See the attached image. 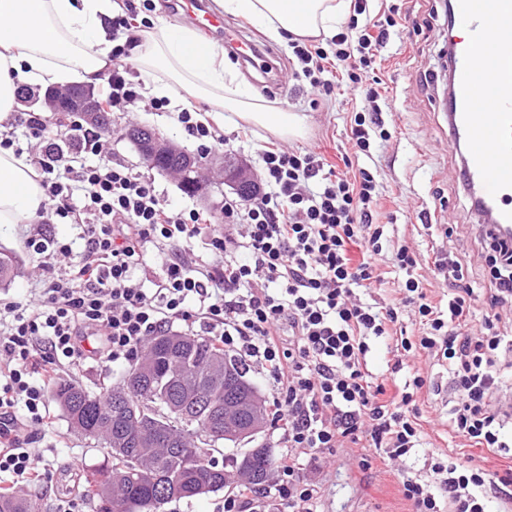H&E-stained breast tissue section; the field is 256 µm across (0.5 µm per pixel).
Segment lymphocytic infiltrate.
Wrapping results in <instances>:
<instances>
[{
    "label": "lymphocytic infiltrate",
    "mask_w": 512,
    "mask_h": 512,
    "mask_svg": "<svg viewBox=\"0 0 512 512\" xmlns=\"http://www.w3.org/2000/svg\"><path fill=\"white\" fill-rule=\"evenodd\" d=\"M393 17L365 24L355 34L338 33L329 47L293 42L311 87L332 96L325 65L336 61L354 91L377 100L365 84L369 67ZM112 66L100 92L106 111H124L141 94L125 60L139 38L128 17L112 20ZM24 127L39 142L31 162L46 199L40 223L79 225L83 246L35 234L27 246L50 277L37 296L0 301V474L30 485L43 476L22 435L51 419L48 391L73 364L96 357L103 364H131L151 336L173 327L202 335L253 358L273 379L267 402L285 448L278 481L268 494L290 512H321V487L300 470L305 458L344 443L363 444L384 461L397 462L422 447L424 430L414 393L425 379L388 392L386 374L368 363L370 338L394 339L393 361L420 351L448 366L453 400L448 429L492 452H510L505 428L512 422V336L500 325L512 305V241L481 237L488 286L476 294L461 261L437 265L448 279V303L432 302L429 283L418 275L420 260L407 247L393 251L404 272L400 296L391 304L362 302L359 290L379 283L383 225L374 223L381 197L374 175L328 164L313 150L264 147L258 153L262 189L251 202L229 201L224 223L206 222L197 210L171 207L153 182L113 160L106 137L88 122L58 144L50 116L24 112L0 127V149L17 147ZM355 153L369 154L373 139L388 140L378 110L358 111L350 124ZM203 241L209 259L199 263L192 247ZM154 255L162 274L145 287L138 271ZM70 261L55 274L58 258ZM483 305L478 328L468 325L474 302ZM422 326L419 335L398 331L403 311ZM389 371V372H390ZM425 478H407L402 493L416 512H512V469L497 473L478 463L427 456Z\"/></svg>",
    "instance_id": "obj_1"
}]
</instances>
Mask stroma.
<instances>
[{
	"instance_id": "stroma-1",
	"label": "stroma",
	"mask_w": 512,
	"mask_h": 512,
	"mask_svg": "<svg viewBox=\"0 0 512 512\" xmlns=\"http://www.w3.org/2000/svg\"><path fill=\"white\" fill-rule=\"evenodd\" d=\"M386 13L400 21L399 32L391 34L379 57L374 74L381 84L378 104L392 137L377 144L370 156H359V166L376 176L382 197L374 220L385 227L392 244H404L420 252L432 262L450 254L467 256L468 281L472 287L483 285V268L478 258L480 231L478 216L470 192L462 176V160L448 144V114L442 105V53L448 46V18L442 0H367V15ZM224 25L237 29L255 40L268 52L279 68L278 82L262 86L253 84L257 99L271 108H286L307 115L309 130L299 139L287 141V148L297 150L316 147L330 161H339L349 154L350 118L353 112L368 108L369 103L347 87L325 97L301 78V65L288 42L270 38L246 20L225 18ZM172 111L157 112L149 101L142 100L128 111L112 115L113 158L124 161L153 181L161 198L177 208H194L217 217L225 200L230 199L228 187H216L217 172L206 169L212 182L211 191L200 196L184 192L172 176L145 166L125 132L131 125L156 126L166 131L185 152L196 154L197 144L177 120L180 107L201 111L217 125L225 137L235 142L233 154L255 164L257 146L272 142V135L246 124L226 112L211 111L208 104L191 97L172 98ZM244 142H237L236 134ZM453 224L457 233L445 238L442 225ZM33 233L29 224H14L0 229V250L15 254L20 270L0 285V298L26 301L43 285L37 260L28 251L26 241ZM424 372L427 383L416 396L426 440L440 453L460 462L485 459L492 470L512 466L510 456H489L484 449L464 446L448 435V403L453 398L445 363L427 354L406 360L396 373L397 383L411 380L415 372ZM126 366L103 365L95 360L69 369L65 379L81 384L91 392L120 382ZM48 426H30L25 435L27 448L39 455L45 469L41 483L22 488L21 493L36 499L41 512H97L94 503L71 491L74 469L69 462L79 459L82 469L105 465L101 449L89 446L75 434L58 406H51ZM367 459V468H360V459ZM426 460L423 452L412 453L397 465L388 467L378 455H365L359 448H340L327 456L321 468L305 466L304 475L318 481L322 488L324 512H413L410 501L401 493L404 478L423 476Z\"/></svg>"
}]
</instances>
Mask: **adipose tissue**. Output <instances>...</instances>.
Returning a JSON list of instances; mask_svg holds the SVG:
<instances>
[{
	"label": "adipose tissue",
	"instance_id": "1",
	"mask_svg": "<svg viewBox=\"0 0 512 512\" xmlns=\"http://www.w3.org/2000/svg\"><path fill=\"white\" fill-rule=\"evenodd\" d=\"M225 15L248 20L271 38H317L346 18L347 0H214ZM112 0H0V120L13 112L18 84H96L112 53ZM132 62L163 97L177 90L272 135L305 136L298 112L270 110L224 61L223 49L188 27L159 21L142 31ZM46 199L32 168L0 150V226L28 224Z\"/></svg>",
	"mask_w": 512,
	"mask_h": 512
}]
</instances>
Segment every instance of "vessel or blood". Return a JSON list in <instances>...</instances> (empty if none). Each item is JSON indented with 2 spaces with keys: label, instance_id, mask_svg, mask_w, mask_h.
<instances>
[{
  "label": "vessel or blood",
  "instance_id": "1",
  "mask_svg": "<svg viewBox=\"0 0 512 512\" xmlns=\"http://www.w3.org/2000/svg\"><path fill=\"white\" fill-rule=\"evenodd\" d=\"M453 25L462 31L448 60L453 108L449 141H462L464 174L473 178L484 203L502 226L512 227V0H452ZM181 13L198 16L204 33L223 32L237 53L261 66L253 41L225 31L223 16L200 0H178Z\"/></svg>",
  "mask_w": 512,
  "mask_h": 512
}]
</instances>
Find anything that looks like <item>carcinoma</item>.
<instances>
[{"label":"carcinoma","instance_id":"cac0c4a2","mask_svg":"<svg viewBox=\"0 0 512 512\" xmlns=\"http://www.w3.org/2000/svg\"><path fill=\"white\" fill-rule=\"evenodd\" d=\"M230 357L242 373H248L246 361L230 356L224 348L204 337L166 332L148 340L141 356L128 374L141 377L124 402L146 419L179 405L177 392L160 391L154 381L167 375H180L190 382L205 380L209 362ZM119 386L105 387L93 393L77 383L52 388V397L70 428L78 435L106 450L108 463L93 468L85 479V496L102 507L112 501V512H164L169 502L192 499L224 489L229 472L212 460L217 444L206 438L210 419L203 405L188 412L186 418L163 423L164 434L155 446L139 442L145 423L128 425L112 419L113 398ZM277 464L270 449L252 454L247 469L241 471L246 485L256 487L268 482ZM0 512H39L33 499L0 492Z\"/></svg>","mask_w":512,"mask_h":512}]
</instances>
